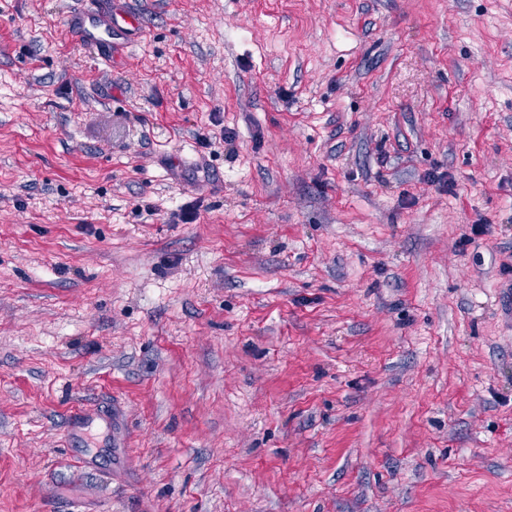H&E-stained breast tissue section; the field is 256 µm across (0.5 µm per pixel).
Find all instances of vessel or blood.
I'll list each match as a JSON object with an SVG mask.
<instances>
[{
    "label": "vessel or blood",
    "instance_id": "1",
    "mask_svg": "<svg viewBox=\"0 0 512 512\" xmlns=\"http://www.w3.org/2000/svg\"><path fill=\"white\" fill-rule=\"evenodd\" d=\"M69 29L77 42L101 57H109L143 38L144 28L127 0H110L107 7L87 0L71 19Z\"/></svg>",
    "mask_w": 512,
    "mask_h": 512
}]
</instances>
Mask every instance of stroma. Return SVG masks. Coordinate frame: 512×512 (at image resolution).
Segmentation results:
<instances>
[{
    "mask_svg": "<svg viewBox=\"0 0 512 512\" xmlns=\"http://www.w3.org/2000/svg\"><path fill=\"white\" fill-rule=\"evenodd\" d=\"M84 2L0 0V512H512V0ZM94 1H87L69 24L72 35L84 48L106 59L146 34L127 0H108L105 8Z\"/></svg>",
    "mask_w": 512,
    "mask_h": 512,
    "instance_id": "35a3bbf8",
    "label": "stroma"
}]
</instances>
